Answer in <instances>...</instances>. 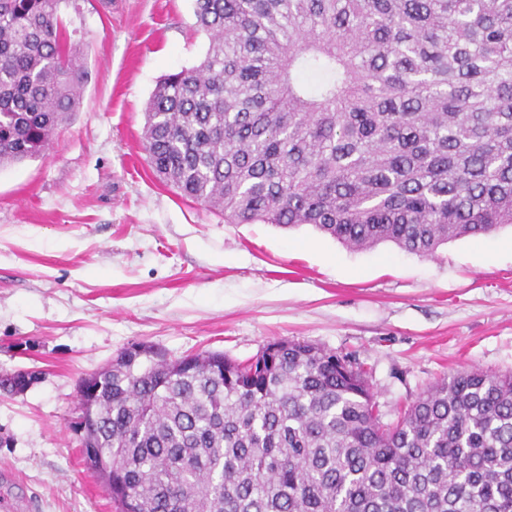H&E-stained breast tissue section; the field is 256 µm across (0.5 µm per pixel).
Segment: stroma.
Listing matches in <instances>:
<instances>
[{"label":"stroma","instance_id":"obj_1","mask_svg":"<svg viewBox=\"0 0 512 512\" xmlns=\"http://www.w3.org/2000/svg\"><path fill=\"white\" fill-rule=\"evenodd\" d=\"M85 60L80 104L43 155L0 168V505L116 512L70 423L118 351L255 355L305 340L370 373L383 421L462 369L512 372V228L353 250L313 226L228 224L145 161V112L209 45L193 0H61Z\"/></svg>","mask_w":512,"mask_h":512}]
</instances>
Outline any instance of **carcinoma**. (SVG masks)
I'll use <instances>...</instances> for the list:
<instances>
[{"instance_id": "carcinoma-1", "label": "carcinoma", "mask_w": 512, "mask_h": 512, "mask_svg": "<svg viewBox=\"0 0 512 512\" xmlns=\"http://www.w3.org/2000/svg\"><path fill=\"white\" fill-rule=\"evenodd\" d=\"M62 0H0V165L79 102ZM199 65L143 139L167 186L229 224H312L432 256L512 225V0H194ZM120 512H512V374L458 370L394 424L346 355L281 340L235 361L121 350L90 376Z\"/></svg>"}]
</instances>
